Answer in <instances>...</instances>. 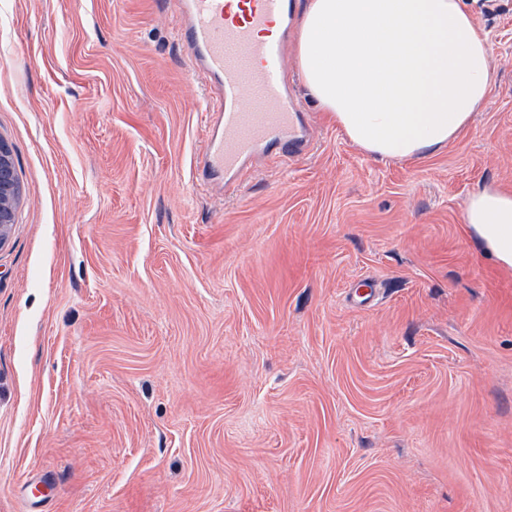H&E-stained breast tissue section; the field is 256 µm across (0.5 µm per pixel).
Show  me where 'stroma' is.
Masks as SVG:
<instances>
[{
    "mask_svg": "<svg viewBox=\"0 0 512 512\" xmlns=\"http://www.w3.org/2000/svg\"><path fill=\"white\" fill-rule=\"evenodd\" d=\"M491 90L417 161L328 124L200 184L204 82L158 0H0V512H512V0ZM377 281L367 304L355 282ZM15 200L16 195L9 191V186L0 181V246L8 239ZM464 224L497 263L512 267V192L484 188L464 208Z\"/></svg>",
    "mask_w": 512,
    "mask_h": 512,
    "instance_id": "35a3bbf8",
    "label": "stroma"
}]
</instances>
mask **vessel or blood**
Segmentation results:
<instances>
[{
	"label": "vessel or blood",
	"mask_w": 512,
	"mask_h": 512,
	"mask_svg": "<svg viewBox=\"0 0 512 512\" xmlns=\"http://www.w3.org/2000/svg\"><path fill=\"white\" fill-rule=\"evenodd\" d=\"M179 36L207 87L200 180L236 182L257 154L310 152L288 82L295 0H177Z\"/></svg>",
	"instance_id": "1"
}]
</instances>
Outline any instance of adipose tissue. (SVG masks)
I'll list each match as a JSON object with an SVG mask.
<instances>
[{
    "mask_svg": "<svg viewBox=\"0 0 512 512\" xmlns=\"http://www.w3.org/2000/svg\"><path fill=\"white\" fill-rule=\"evenodd\" d=\"M295 51L318 109L380 159L446 146L490 91L489 43L469 0H305ZM464 222L512 267V192L473 193Z\"/></svg>",
    "mask_w": 512,
    "mask_h": 512,
    "instance_id": "ef3b65f1",
    "label": "adipose tissue"
}]
</instances>
